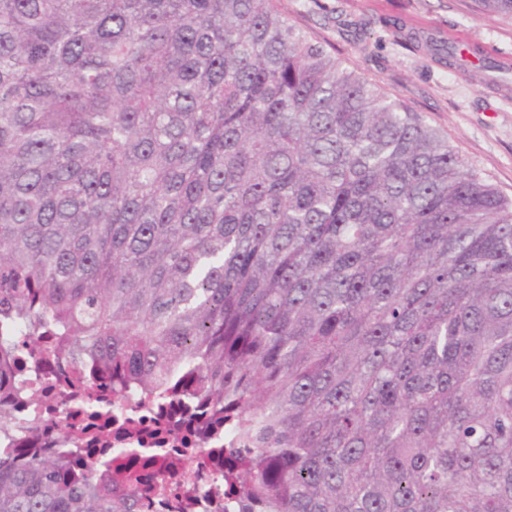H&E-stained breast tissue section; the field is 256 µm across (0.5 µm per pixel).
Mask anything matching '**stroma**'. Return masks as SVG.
<instances>
[{"mask_svg": "<svg viewBox=\"0 0 512 512\" xmlns=\"http://www.w3.org/2000/svg\"><path fill=\"white\" fill-rule=\"evenodd\" d=\"M288 17L349 67L422 112L468 163L512 197V23L471 0H279ZM416 32L499 64L459 70L405 40Z\"/></svg>", "mask_w": 512, "mask_h": 512, "instance_id": "35a3bbf8", "label": "stroma"}]
</instances>
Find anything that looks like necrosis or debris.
<instances>
[{"instance_id":"4bbe7bcc","label":"necrosis or debris","mask_w":512,"mask_h":512,"mask_svg":"<svg viewBox=\"0 0 512 512\" xmlns=\"http://www.w3.org/2000/svg\"><path fill=\"white\" fill-rule=\"evenodd\" d=\"M15 350L16 390L0 393V453L19 449L69 463L122 495L137 489L141 512H224L223 431L202 429L201 403L186 388L165 396L115 385L93 365ZM126 469L135 484L118 480Z\"/></svg>"}]
</instances>
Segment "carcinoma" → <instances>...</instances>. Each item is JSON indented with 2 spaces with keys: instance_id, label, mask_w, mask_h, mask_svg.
<instances>
[{
  "instance_id": "cac0c4a2",
  "label": "carcinoma",
  "mask_w": 512,
  "mask_h": 512,
  "mask_svg": "<svg viewBox=\"0 0 512 512\" xmlns=\"http://www.w3.org/2000/svg\"><path fill=\"white\" fill-rule=\"evenodd\" d=\"M48 329L189 380L235 512H512V198L278 0H0V380ZM140 509L0 455V512Z\"/></svg>"
}]
</instances>
